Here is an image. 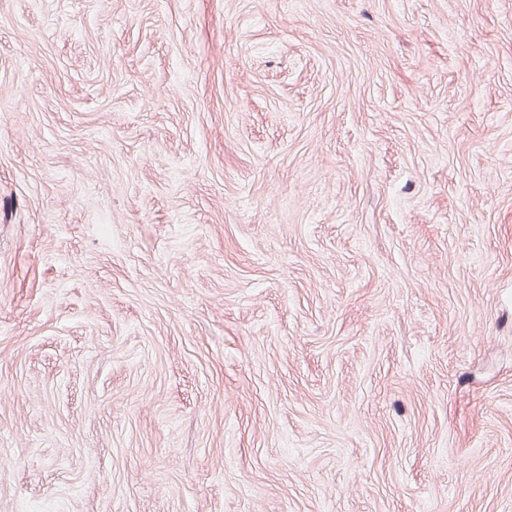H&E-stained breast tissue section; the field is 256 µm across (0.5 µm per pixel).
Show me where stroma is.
<instances>
[{"mask_svg":"<svg viewBox=\"0 0 512 512\" xmlns=\"http://www.w3.org/2000/svg\"><path fill=\"white\" fill-rule=\"evenodd\" d=\"M0 512H512V0H0Z\"/></svg>","mask_w":512,"mask_h":512,"instance_id":"obj_1","label":"stroma"}]
</instances>
